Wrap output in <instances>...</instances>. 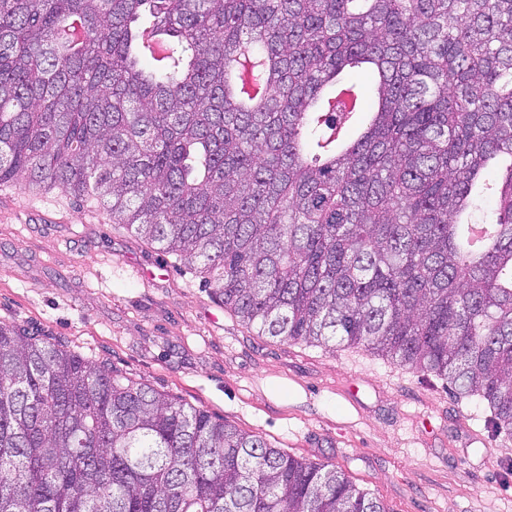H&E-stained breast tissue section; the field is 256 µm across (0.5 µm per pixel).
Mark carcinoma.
I'll return each mask as SVG.
<instances>
[{
	"label": "carcinoma",
	"mask_w": 512,
	"mask_h": 512,
	"mask_svg": "<svg viewBox=\"0 0 512 512\" xmlns=\"http://www.w3.org/2000/svg\"><path fill=\"white\" fill-rule=\"evenodd\" d=\"M19 181L100 199L258 335L361 345L512 435V0H0ZM0 512L386 510L1 323Z\"/></svg>",
	"instance_id": "cac0c4a2"
}]
</instances>
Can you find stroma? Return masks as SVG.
<instances>
[{"label":"stroma","mask_w":512,"mask_h":512,"mask_svg":"<svg viewBox=\"0 0 512 512\" xmlns=\"http://www.w3.org/2000/svg\"><path fill=\"white\" fill-rule=\"evenodd\" d=\"M0 323L336 464L386 512H512V437L485 404L360 347L258 335L97 200L0 184Z\"/></svg>","instance_id":"obj_1"}]
</instances>
